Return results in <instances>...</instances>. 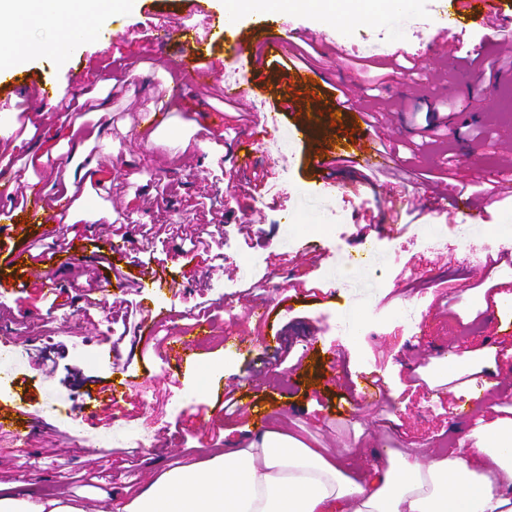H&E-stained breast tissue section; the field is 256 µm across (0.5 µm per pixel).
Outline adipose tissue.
<instances>
[{"label": "adipose tissue", "mask_w": 512, "mask_h": 512, "mask_svg": "<svg viewBox=\"0 0 512 512\" xmlns=\"http://www.w3.org/2000/svg\"><path fill=\"white\" fill-rule=\"evenodd\" d=\"M133 2L0 0V20L55 30L56 39L40 47L46 58L55 59L67 53L69 32L92 40L128 13ZM83 124L76 117L67 129L48 128L38 108L23 129L12 114L0 115L1 141L15 148L37 141V150L28 154L34 166L55 153L60 142L82 133L74 152L86 164L66 175L59 188L61 197L72 201L63 218L70 227L97 220L91 190L109 182L90 155L99 132ZM121 512H512V418L486 424L470 447L445 456L387 451L363 480L346 473L340 455L267 428L229 442L224 452L208 459L161 471Z\"/></svg>", "instance_id": "adipose-tissue-1"}]
</instances>
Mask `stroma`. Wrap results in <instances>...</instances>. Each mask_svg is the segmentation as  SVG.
<instances>
[{
	"instance_id": "1",
	"label": "stroma",
	"mask_w": 512,
	"mask_h": 512,
	"mask_svg": "<svg viewBox=\"0 0 512 512\" xmlns=\"http://www.w3.org/2000/svg\"><path fill=\"white\" fill-rule=\"evenodd\" d=\"M512 20V0H472L464 49L436 27L448 0H421L420 20L387 30L383 0H335L339 25L319 27L320 0H291L285 18L306 37L298 49L308 67L326 72L323 95L315 97L299 75L272 63L259 76L260 98L253 107L224 96L216 84L202 96L201 111L224 114L219 163H211L198 143L205 131H191L187 109L168 113L178 137L148 147L139 139L142 112L172 93L167 76L178 74V44L157 47L143 35L144 24L170 16L183 20L179 0H140L126 15L123 32L108 50L88 49L83 59L49 65L40 53L23 48L30 74L46 77L59 95L89 94L107 99L112 119L104 141L93 148L111 166L108 195L98 200L102 216L69 236L70 254L52 266L59 297L31 288L19 292L10 281L9 256L22 249L49 252L44 225L21 222L0 205V346L16 360L11 377L0 380V486L33 496L61 495L85 512H114L125 488H142L153 473L224 449L227 438L244 436L254 422L224 406L226 391L265 412L310 447L343 454L347 464L369 475L376 456L388 449L415 455L471 445L480 428L512 411V323L494 313L498 296L512 295V257H501L492 272L460 260L464 240L503 241L494 230L512 212V191L488 196L482 215L436 214L427 198L435 179L453 169L469 191L484 189L486 175L512 179V65L486 66L469 75L467 47L485 42L490 56L512 52L487 25L492 8ZM414 62L413 70L391 75L395 54ZM139 75L114 85L99 84L97 72L109 65ZM293 110L285 126L307 123L305 142L269 133L256 142V155L269 166L264 187L236 164V141L259 122L281 95ZM344 110L340 123L333 111ZM383 111L390 119L380 135L395 157L388 173L338 170L324 186L309 170L311 151L363 135L364 112ZM148 151L153 166L131 172L114 164L117 155ZM195 167L194 187L183 186ZM322 224L324 255H308L305 238L293 226ZM447 239L445 249L424 251L414 238L428 231ZM126 236L125 255L107 256L108 236ZM377 244V256L352 266L349 253L361 239ZM173 280L170 288L142 295L133 281L140 267ZM124 284L102 295L97 284L113 269ZM335 289L331 298L316 289ZM365 310L364 335L348 345L338 331L344 309ZM412 306L410 318L400 317ZM261 306L265 318L251 316ZM156 312L154 335L139 333L145 308ZM220 327L205 336L185 310ZM248 336L250 351L225 349L222 332ZM280 336L286 360H268L264 339ZM195 340L198 363L168 375L166 339ZM454 353L469 373L442 383L432 371L438 353ZM335 360L338 381L326 371ZM126 363L134 382L121 419L127 432L151 430L154 444L132 448L118 441L99 445L111 423L90 417L88 390L112 377L113 361ZM223 362L207 382L206 414L195 422L182 395L194 385L200 366ZM377 373L383 391L374 403L355 410L349 403L352 380ZM27 433L31 451L18 458L12 431ZM64 470H56L59 460Z\"/></svg>"
}]
</instances>
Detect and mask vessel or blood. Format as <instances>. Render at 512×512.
<instances>
[{
	"mask_svg": "<svg viewBox=\"0 0 512 512\" xmlns=\"http://www.w3.org/2000/svg\"><path fill=\"white\" fill-rule=\"evenodd\" d=\"M184 7L189 13L203 14L198 0H186ZM203 16V31L200 34H192L188 25L175 27L171 23L164 22L155 25L152 38L157 45L163 46L170 42L174 35H181L178 65L191 74L195 90H208L211 81L218 79L221 67L231 66L238 70L239 83L224 88L225 96L233 99L251 97L253 89L258 86L257 79L267 66L269 58L291 61L297 42L303 37L302 30L294 28L292 24L277 19H265L257 24L258 30L262 33L261 40L250 44L238 37L240 23L230 14H203ZM219 45L225 48V57L220 63L210 56L211 50ZM287 111L288 101L283 98L273 109L261 113L260 122L263 129L275 132L283 130L294 139L307 134L308 129L303 125L284 128L283 118ZM236 149L238 154L235 161L241 169L253 172L258 178L267 176L266 167L254 155L252 138L240 139ZM340 162L351 167L387 170L391 167L392 157L382 152L377 140L369 135L362 136L351 144L341 145L339 152L326 153L317 150L308 157L310 169L328 185L333 184L336 165ZM430 205L436 213L443 214L451 210L472 219L477 218L482 210L481 204L476 199L449 188L433 191ZM14 258L21 261L27 275L26 280L18 282L19 290L35 288L46 296L57 294V282L47 274L46 270L37 265L29 250L24 249L15 253ZM196 350L194 341L176 339L167 347L165 361L175 369H183L194 361ZM132 390L133 382L130 376H113L108 386L96 390L97 404L92 410L93 416L112 420L119 414L125 413Z\"/></svg>",
	"mask_w": 512,
	"mask_h": 512,
	"instance_id": "b4317fda",
	"label": "vessel or blood"
}]
</instances>
